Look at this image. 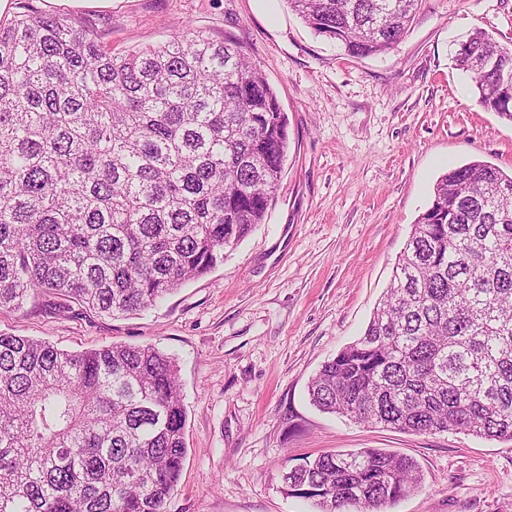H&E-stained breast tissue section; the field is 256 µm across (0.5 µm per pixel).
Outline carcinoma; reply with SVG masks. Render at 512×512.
Instances as JSON below:
<instances>
[{
	"label": "carcinoma",
	"mask_w": 512,
	"mask_h": 512,
	"mask_svg": "<svg viewBox=\"0 0 512 512\" xmlns=\"http://www.w3.org/2000/svg\"><path fill=\"white\" fill-rule=\"evenodd\" d=\"M419 0H288L347 55L400 42ZM106 33L19 0L0 23V309L34 291L134 315L224 262L263 222L288 118L242 47L186 31L112 53ZM458 66L512 122V45L478 30ZM308 394L405 433L512 440V174L437 180L364 334ZM173 357L0 333V512H165L187 454ZM317 512H385L415 461L378 448L283 475Z\"/></svg>",
	"instance_id": "1"
}]
</instances>
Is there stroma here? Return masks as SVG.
<instances>
[{
	"label": "stroma",
	"mask_w": 512,
	"mask_h": 512,
	"mask_svg": "<svg viewBox=\"0 0 512 512\" xmlns=\"http://www.w3.org/2000/svg\"><path fill=\"white\" fill-rule=\"evenodd\" d=\"M38 10L111 28L122 53L193 29L240 42L288 118L262 224L223 264L156 307L110 317L54 294L0 311V332L61 349L151 345L174 357L187 456L167 512H315L283 473L322 454L383 448L423 482L386 512H512V441L408 434L320 411L307 387L362 336L436 181L479 159L512 171V123L477 103L455 55L483 29L512 44V0H421L389 52L353 58L288 0H112Z\"/></svg>",
	"instance_id": "1"
}]
</instances>
